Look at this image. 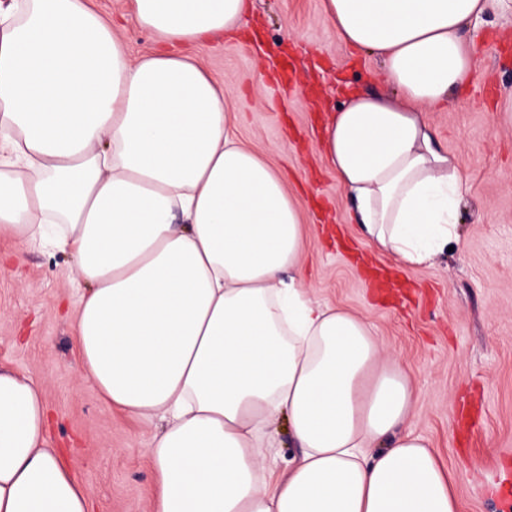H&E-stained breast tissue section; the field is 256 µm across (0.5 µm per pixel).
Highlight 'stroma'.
<instances>
[{"mask_svg":"<svg viewBox=\"0 0 512 512\" xmlns=\"http://www.w3.org/2000/svg\"><path fill=\"white\" fill-rule=\"evenodd\" d=\"M116 23L131 57L153 35L127 18L126 0H88ZM477 59L466 89L426 113L437 147L465 178L460 246L413 269L358 235L355 205L317 155L316 135L349 91L387 92L383 64L350 54L321 0H253L237 39L189 54L224 84L239 133L268 149L307 226L310 296L367 318L382 360L399 358L419 392L413 429L457 474L463 512H512V17L488 8L464 31ZM381 268L386 288L362 278ZM85 286L55 249L0 240V364L42 377L48 436L84 486L94 512H151L145 454L157 425L107 408L75 369L73 316Z\"/></svg>","mask_w":512,"mask_h":512,"instance_id":"1","label":"stroma"}]
</instances>
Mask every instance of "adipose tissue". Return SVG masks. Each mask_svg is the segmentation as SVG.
<instances>
[{
  "label": "adipose tissue",
  "instance_id": "adipose-tissue-1",
  "mask_svg": "<svg viewBox=\"0 0 512 512\" xmlns=\"http://www.w3.org/2000/svg\"><path fill=\"white\" fill-rule=\"evenodd\" d=\"M512 0H322L381 56L318 151L362 239L404 268L459 241L463 177L424 112L476 64L464 25ZM160 50L131 58L86 0H0V235L70 253L86 291L77 373L161 422L151 512H460L455 473L409 426L418 394L372 325L313 300L284 177L237 135L184 44L235 36L249 0H128ZM287 417L297 458L271 457ZM42 383L0 366V512H92L47 436Z\"/></svg>",
  "mask_w": 512,
  "mask_h": 512
}]
</instances>
